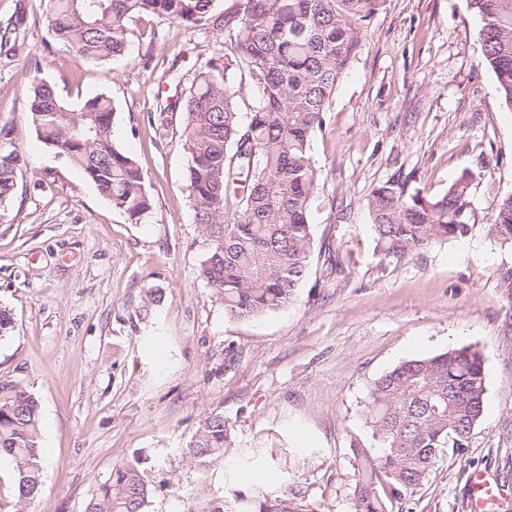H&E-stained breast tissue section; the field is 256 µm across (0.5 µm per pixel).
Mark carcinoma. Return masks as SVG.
<instances>
[{
  "label": "carcinoma",
  "mask_w": 512,
  "mask_h": 512,
  "mask_svg": "<svg viewBox=\"0 0 512 512\" xmlns=\"http://www.w3.org/2000/svg\"><path fill=\"white\" fill-rule=\"evenodd\" d=\"M216 0H49L54 39L85 63L123 55L138 17L151 15L187 28L210 25L224 41L200 61L176 99L156 111L181 116L189 156L186 187L194 221L207 241L198 276L224 302V312L253 320L294 298L315 249L310 211L320 185L311 145L329 100L356 57L365 25L386 0H236L216 12ZM480 17L482 56L502 101L512 109V0H468ZM260 91L242 119L244 87ZM31 122L42 142L64 154L99 192L139 222L152 209L145 176L112 138L115 107L104 94L76 109L43 80L27 88ZM0 207L13 196L25 159L11 132L0 129ZM366 206L376 245L398 263L433 244L471 234L470 180L462 174L427 196L408 182H387ZM484 229L512 249V194L496 200ZM512 300V265L496 270ZM482 352L469 345L406 360L376 379L367 418L381 448L357 455L351 512H389L422 487L438 459L469 445L487 390ZM229 422L214 413L200 425L189 455L208 463L232 449ZM38 401L16 391L0 396V453L14 461L18 498L30 502L42 487ZM149 488L130 464L112 468L85 512H146Z\"/></svg>",
  "instance_id": "cac0c4a2"
}]
</instances>
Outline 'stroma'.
<instances>
[{"mask_svg": "<svg viewBox=\"0 0 512 512\" xmlns=\"http://www.w3.org/2000/svg\"><path fill=\"white\" fill-rule=\"evenodd\" d=\"M49 0H0V129L27 163L0 210V395L32 394L45 467L27 512H85L114 465L143 473L146 512H262L293 477L299 512H350L355 453L379 454L366 420L373 381L407 359L473 345L484 412L469 448L447 455L393 512H469L482 471L512 512V304L496 270L512 251L486 236L512 193V110L482 57L467 0H386L342 75L312 142L321 182L315 255L286 308L237 320L199 278L205 236L186 190L178 124L161 126L169 81L216 47L213 32L143 16L125 54L94 65L57 43ZM70 106L106 94L113 139L142 169L151 213L132 223L33 129L26 89ZM472 175L475 227L396 263L376 248L366 199L392 180L435 195ZM223 414L234 449L191 458L201 421ZM256 453L270 482L243 478Z\"/></svg>", "mask_w": 512, "mask_h": 512, "instance_id": "1", "label": "stroma"}]
</instances>
